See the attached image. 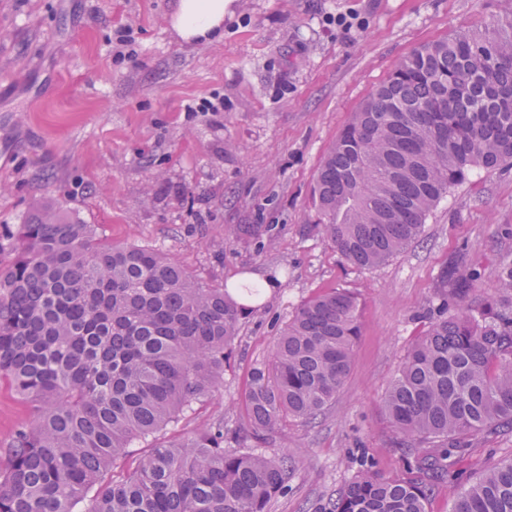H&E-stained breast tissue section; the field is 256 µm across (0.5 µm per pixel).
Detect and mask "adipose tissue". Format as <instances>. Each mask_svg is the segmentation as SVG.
<instances>
[{"mask_svg":"<svg viewBox=\"0 0 512 512\" xmlns=\"http://www.w3.org/2000/svg\"><path fill=\"white\" fill-rule=\"evenodd\" d=\"M230 0H177L168 22L183 42L212 40L223 29L224 13Z\"/></svg>","mask_w":512,"mask_h":512,"instance_id":"ef3b65f1","label":"adipose tissue"}]
</instances>
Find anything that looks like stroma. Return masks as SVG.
Returning <instances> with one entry per match:
<instances>
[{
	"label": "stroma",
	"instance_id": "1",
	"mask_svg": "<svg viewBox=\"0 0 512 512\" xmlns=\"http://www.w3.org/2000/svg\"><path fill=\"white\" fill-rule=\"evenodd\" d=\"M175 3L0 0V261L11 260L20 224L52 205L99 242L176 258L202 284L276 281L243 316L222 389L157 440L132 442L129 459L218 419L234 430L251 370L270 362L295 309L332 288L354 291L361 334L335 401L265 446L297 461L269 512H317L358 475L361 454L383 475L403 474L383 398L427 328L438 276L465 256L480 272L474 296L485 299L512 252L510 167L474 169L420 238L374 269L348 265L310 232L318 168L398 60L459 30L511 23L512 0H231L223 35L197 44L171 31ZM347 13L351 31L329 24ZM207 101L223 111H198ZM251 224L271 226L274 245L260 249ZM32 419L29 402L0 388V452ZM467 444L457 467L474 478L512 457L508 432Z\"/></svg>",
	"mask_w": 512,
	"mask_h": 512
}]
</instances>
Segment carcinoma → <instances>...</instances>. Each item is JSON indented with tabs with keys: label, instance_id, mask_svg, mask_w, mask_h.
I'll use <instances>...</instances> for the list:
<instances>
[{
	"label": "carcinoma",
	"instance_id": "1",
	"mask_svg": "<svg viewBox=\"0 0 512 512\" xmlns=\"http://www.w3.org/2000/svg\"><path fill=\"white\" fill-rule=\"evenodd\" d=\"M512 163V33H459L395 65L324 156L313 225L345 262L374 268L421 233L431 209L475 168ZM0 269V385L35 420L0 455V512H267L295 459L259 451L289 420L336 399L360 335L358 301L333 288L303 302L269 365L253 368L243 422L157 443L120 480L135 440L159 435L224 384L241 306L152 248L96 241L63 208L20 225ZM466 264L440 277L427 332L385 394L407 469L385 478L364 459L320 512H428L459 483L466 438L512 431V256L496 298L474 301ZM87 506L76 510L82 502ZM450 512H512V458L461 490Z\"/></svg>",
	"mask_w": 512,
	"mask_h": 512
}]
</instances>
